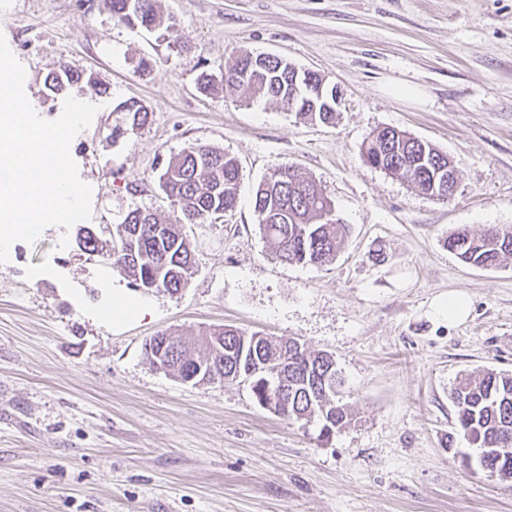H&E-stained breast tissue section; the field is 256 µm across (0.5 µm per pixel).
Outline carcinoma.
Listing matches in <instances>:
<instances>
[{
    "label": "carcinoma",
    "mask_w": 512,
    "mask_h": 512,
    "mask_svg": "<svg viewBox=\"0 0 512 512\" xmlns=\"http://www.w3.org/2000/svg\"><path fill=\"white\" fill-rule=\"evenodd\" d=\"M113 18L146 30L160 29L166 19L156 0H104ZM288 60L273 54H235L225 65L223 82L243 91L246 99H262L283 110L289 109L292 90L288 85ZM82 79L62 65L47 75L45 87L62 92ZM133 128L149 119L137 101L122 106ZM398 154L416 161L414 171L401 169L396 155L378 158L374 145L381 134L372 133L363 145L368 162L399 177L424 192V183L448 166V156L431 144L391 130ZM280 165L257 185L253 210L261 233L277 259L287 264L324 265L331 262L350 234V225L335 218L331 201L321 186L299 173L283 172ZM240 177L238 160L230 153L201 144H191L170 157L158 176L160 189L170 199L173 218L166 219L139 208L129 211L116 225L112 251L105 252L112 265L121 268L138 288L164 289L176 293L193 274L194 254L179 224H212L235 208ZM448 250L461 261L477 267H496L512 257V228L490 225L480 233L461 227L448 236ZM248 332L234 326L207 328L197 345L189 347L167 331L158 333L157 348L163 350L167 374L180 379L205 364L233 382V365L227 355L240 348ZM263 357L288 353V419L320 423L339 430L351 424L345 405L336 402L341 386L331 356L311 352L293 338L273 344L263 340ZM456 408L454 430L477 450L479 471L487 477L512 479V374L484 369L466 374L451 390Z\"/></svg>",
    "instance_id": "1"
}]
</instances>
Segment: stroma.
Masks as SVG:
<instances>
[{"label": "stroma", "instance_id": "obj_1", "mask_svg": "<svg viewBox=\"0 0 512 512\" xmlns=\"http://www.w3.org/2000/svg\"><path fill=\"white\" fill-rule=\"evenodd\" d=\"M171 28L117 22L103 0H0V34L36 112L59 65L66 96L96 104L70 144L108 242L128 211L170 217L161 162L191 143L241 166L235 209L186 226L195 271L171 294L135 287L79 226L15 242L0 263V512H512V481L465 467L449 393L461 375L512 372V259L491 269L448 249L460 226L512 227V0H158ZM285 57L340 86L334 123L210 94L234 53ZM151 61L150 69L140 67ZM144 105L134 129L120 103ZM121 128L113 137V128ZM393 127L448 154L453 197L372 167L363 142ZM291 164L320 183L351 232L323 266L280 262L252 209ZM67 248H59L61 237ZM149 313L113 324V290ZM460 294L467 318L441 303ZM233 325L336 360L354 419L319 426L262 408L248 386L191 385L144 355L162 330L193 340ZM82 79L81 74L71 72L67 66L62 65L47 75L45 87L52 94H59L68 86Z\"/></svg>", "mask_w": 512, "mask_h": 512}]
</instances>
